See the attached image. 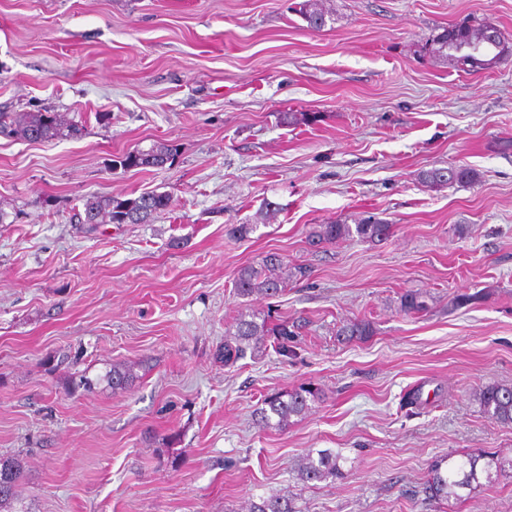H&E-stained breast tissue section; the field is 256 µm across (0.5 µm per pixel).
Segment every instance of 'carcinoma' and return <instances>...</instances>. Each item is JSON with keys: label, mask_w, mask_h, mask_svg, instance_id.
<instances>
[{"label": "carcinoma", "mask_w": 512, "mask_h": 512, "mask_svg": "<svg viewBox=\"0 0 512 512\" xmlns=\"http://www.w3.org/2000/svg\"><path fill=\"white\" fill-rule=\"evenodd\" d=\"M296 11L307 22L309 28L320 30L326 25V12L321 0H301ZM490 23L477 25L460 23L450 25L426 44L425 50L434 57L451 58L455 63L474 70L471 56L456 54L454 48L460 45H475L482 48L480 58L495 64L508 51V47L487 36ZM0 134L28 141H48L59 137H79L83 129L69 122L57 112L38 109L28 112H0ZM179 152L174 143L152 145L135 154L131 151L120 155L124 168H147L160 164L163 157ZM476 173L466 166H450L422 170L419 179L430 187L470 183ZM170 196L155 191L145 192L137 197L105 194L93 196L84 203L80 224H112L122 216L130 224H148L156 216L168 210ZM392 225L379 219L367 217L354 224L335 221L318 224L309 233V244H335L342 240L356 238L362 242H382L390 237ZM309 270L301 265H291L278 254L266 255L258 265L245 266L235 278L236 295L243 299L274 297L285 291L290 282L308 279ZM399 308L406 314H417L426 310V301L419 292L407 291L400 296ZM373 335V325L367 320H356L342 326L337 336L344 341L362 340ZM297 336L295 326L283 320L274 325L268 324L267 315L259 311L240 314L232 329L224 337V347L220 357L227 366L246 357L247 352H259L267 348V338H273V348L282 356L288 355L293 339ZM105 379L112 390H125L133 381L132 369L112 365ZM323 398L321 388L312 383L301 384L287 391L267 397L258 408V422L265 428L285 429L293 416L309 412L312 404ZM475 400L483 414L503 426H512V384L489 383L479 388ZM346 462L341 452L320 450L302 457L296 473L304 483L320 482L342 474V464ZM21 472L11 458H0V506L12 500L15 486ZM512 477V460L504 461L481 456L463 455L458 459L448 457V462H438L428 471L423 488L429 500H442L450 496L461 497L464 490H472L481 482L487 483L501 477ZM248 512H295L293 503L286 495L259 497L249 503Z\"/></svg>", "instance_id": "1"}]
</instances>
